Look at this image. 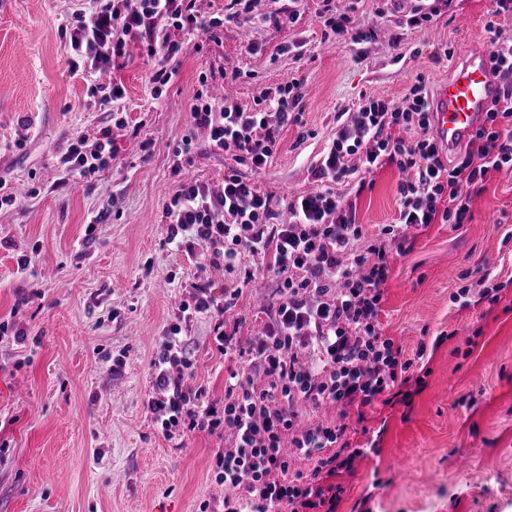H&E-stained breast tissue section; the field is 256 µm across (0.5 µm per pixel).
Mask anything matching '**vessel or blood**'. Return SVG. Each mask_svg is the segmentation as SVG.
Segmentation results:
<instances>
[{
	"label": "vessel or blood",
	"instance_id": "b4317fda",
	"mask_svg": "<svg viewBox=\"0 0 512 512\" xmlns=\"http://www.w3.org/2000/svg\"><path fill=\"white\" fill-rule=\"evenodd\" d=\"M498 91L485 50H475L454 63L431 99V134L436 144L448 150L466 143Z\"/></svg>",
	"mask_w": 512,
	"mask_h": 512
}]
</instances>
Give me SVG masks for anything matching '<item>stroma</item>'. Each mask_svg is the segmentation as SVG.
I'll list each match as a JSON object with an SVG mask.
<instances>
[{"mask_svg": "<svg viewBox=\"0 0 512 512\" xmlns=\"http://www.w3.org/2000/svg\"><path fill=\"white\" fill-rule=\"evenodd\" d=\"M421 4L432 21H416ZM85 5L0 0V191L27 193L0 209V240L11 243L0 247V321L28 334L22 345L0 335V512H198L202 500L224 499L211 477L221 441L168 438L146 403L164 325L205 277L164 242L173 152L193 137L183 170L215 190L235 165L190 125L200 83L229 89L248 110L300 84L302 123L283 128L257 176L275 197L297 195L313 187V167L360 96L401 104L420 79L435 91L452 62L490 49L492 28L512 35V15H494L493 0H336L367 34L355 44L324 34L321 0H257L251 21L193 39L170 61L161 91L148 82L146 59L132 56L113 73L123 100L107 103L71 72L60 35ZM290 12L291 23L268 21ZM250 42L258 53H245ZM442 47L448 55L434 56ZM116 112L123 124L113 123ZM22 116L33 118L30 129L18 126ZM105 127L116 159L91 178L63 179L68 144ZM401 179L386 165L371 183L337 191L373 232L394 222ZM407 236L413 246L390 261L380 321L405 356L426 349L408 400L375 404L361 418L331 406L305 411L312 421L345 420L351 444L364 449L337 478L336 512H512V173L486 174L464 223L413 226ZM17 247L31 258L21 273ZM483 278L496 297L479 299ZM254 280L260 292L244 290L225 315L244 336L282 299L264 267ZM213 328L199 316L185 332L197 348L194 383L216 400L227 368L212 349Z\"/></svg>", "mask_w": 512, "mask_h": 512, "instance_id": "35a3bbf8", "label": "stroma"}]
</instances>
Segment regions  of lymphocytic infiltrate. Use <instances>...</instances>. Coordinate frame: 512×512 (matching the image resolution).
<instances>
[{"label":"lymphocytic infiltrate","instance_id":"obj_1","mask_svg":"<svg viewBox=\"0 0 512 512\" xmlns=\"http://www.w3.org/2000/svg\"><path fill=\"white\" fill-rule=\"evenodd\" d=\"M255 2L230 0L223 16L205 18L196 0H92L60 35L71 71L95 76L93 92L116 102L125 96L123 84L99 76L120 68L130 44L152 60L150 83L165 86L172 78L167 65L183 52L186 37H212L224 24L249 20ZM490 58L501 91L456 160L429 133V94L419 82L401 106L360 98L312 170L314 191L281 201L231 170L217 190L179 181L165 204L167 242L190 264L233 275L236 283L228 287L210 277L193 284L150 363L147 407L167 437L198 431L227 441L212 465L224 486V512H335L341 489L325 480L351 472L361 451L350 444L346 426L305 423L298 407L362 412L408 384L410 370L423 360L421 348L405 357L379 321L389 258L405 252L407 227L437 219L463 223L478 181L490 170L512 169V38L495 37ZM299 98L290 84L250 111L201 89L190 122L207 132L211 147L259 172L273 158ZM118 152L105 130L94 150L76 140L60 162L67 174L88 178ZM386 163L405 175L397 186L398 216L371 237L336 186ZM256 263L273 272L283 299L260 336L244 338L224 315L251 282ZM196 314L214 318V346L236 364L219 402L207 401L205 390L192 384L196 361L183 324ZM300 458L314 460L311 472L291 470V460Z\"/></svg>","mask_w":512,"mask_h":512}]
</instances>
